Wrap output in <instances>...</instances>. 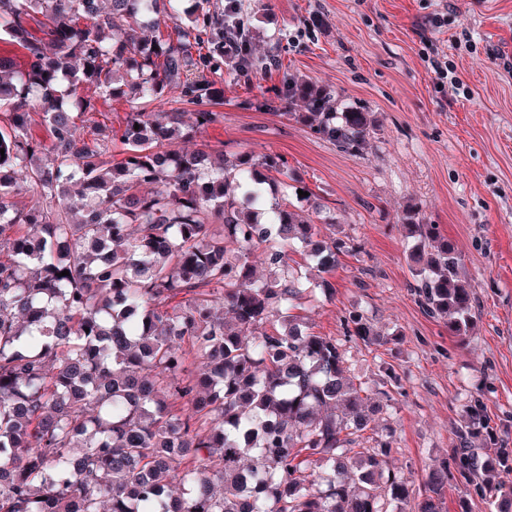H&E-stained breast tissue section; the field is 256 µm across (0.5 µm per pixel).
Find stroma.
<instances>
[{
	"mask_svg": "<svg viewBox=\"0 0 512 512\" xmlns=\"http://www.w3.org/2000/svg\"><path fill=\"white\" fill-rule=\"evenodd\" d=\"M257 54L282 69L225 81L222 117L190 148L221 146L284 157L337 229L362 245L329 279L330 299L306 315L342 338L360 310L385 340H344L356 381L390 390L369 439L392 445L389 465L421 483L451 456L471 399H482L495 445L512 448V0H243ZM447 13L448 25L430 20ZM458 86H441L432 62ZM334 89L345 107L374 113L363 155L345 154L309 129L251 107L283 73ZM415 207L462 256L476 297L475 330L460 341L422 311L409 288L410 243L397 222Z\"/></svg>",
	"mask_w": 512,
	"mask_h": 512,
	"instance_id": "obj_1",
	"label": "stroma"
}]
</instances>
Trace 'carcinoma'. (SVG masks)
Wrapping results in <instances>:
<instances>
[{
    "mask_svg": "<svg viewBox=\"0 0 512 512\" xmlns=\"http://www.w3.org/2000/svg\"><path fill=\"white\" fill-rule=\"evenodd\" d=\"M176 4L0 0V40L27 59L0 61V512H447L452 482L512 512V450L475 446L493 438L478 398L452 465L418 492L391 472L389 442L363 446L366 390L340 342L305 322L332 286L304 285L288 254L330 272L359 244L316 241L283 157L171 148L221 117L224 78L279 69L254 54L243 13L203 6L184 26ZM119 93L132 103L119 130L84 124ZM256 105L351 155L374 128L291 73ZM35 114L46 142L29 133ZM26 189L38 201L22 209ZM401 223L410 290L470 335L460 253L420 212ZM344 336L380 340L358 310Z\"/></svg>",
    "mask_w": 512,
    "mask_h": 512,
    "instance_id": "1",
    "label": "carcinoma"
}]
</instances>
